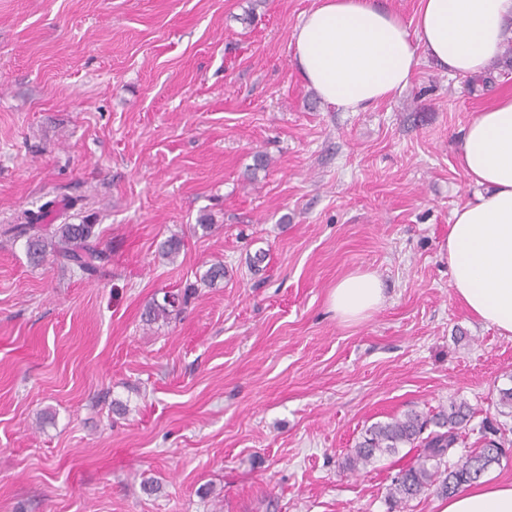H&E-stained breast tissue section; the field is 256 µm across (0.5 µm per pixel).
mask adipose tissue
Masks as SVG:
<instances>
[{"mask_svg": "<svg viewBox=\"0 0 512 512\" xmlns=\"http://www.w3.org/2000/svg\"><path fill=\"white\" fill-rule=\"evenodd\" d=\"M293 63L327 104L363 112L413 83L421 60L458 78L483 75L512 38V0H419L415 17L375 0H315L293 34ZM457 163L477 193L457 208L440 250L453 294L471 314L512 335V96L464 129ZM380 279L353 271L337 280L329 309L357 324L379 309ZM442 512H512V483L485 479L449 498Z\"/></svg>", "mask_w": 512, "mask_h": 512, "instance_id": "adipose-tissue-1", "label": "adipose tissue"}]
</instances>
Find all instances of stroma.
<instances>
[{
  "instance_id": "obj_1",
  "label": "stroma",
  "mask_w": 512,
  "mask_h": 512,
  "mask_svg": "<svg viewBox=\"0 0 512 512\" xmlns=\"http://www.w3.org/2000/svg\"><path fill=\"white\" fill-rule=\"evenodd\" d=\"M312 4L0 0V224L52 199L112 252L87 279L0 238V512H442L387 501L417 449L346 462L371 424L453 401L467 444L496 429L488 480L512 481V338L455 299L439 252L474 192L458 140L512 94V54L472 88L422 61L341 112L292 62ZM355 270L384 300L348 325L328 295ZM179 304V295L175 293H164L163 303L153 301L146 309L145 317L147 322H156L159 319H168Z\"/></svg>"
}]
</instances>
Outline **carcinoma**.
Returning a JSON list of instances; mask_svg holds the SVG:
<instances>
[{"mask_svg": "<svg viewBox=\"0 0 512 512\" xmlns=\"http://www.w3.org/2000/svg\"><path fill=\"white\" fill-rule=\"evenodd\" d=\"M53 206L50 200L36 212L21 211L14 223L3 225L0 233L15 242L24 241L26 256L34 267L43 265L51 255L87 278L105 272L112 263V256L102 246L95 225L46 224V212ZM178 304L179 295L164 293L163 302L148 305L146 321L168 318ZM470 417L471 409L466 403L452 402L448 409L440 410L431 418L411 411L388 422H376L366 428L347 465L352 470L365 468L379 455L395 454L407 445L420 447L422 452L414 463L393 478L387 492L388 501L396 506L432 488L449 498L463 486L482 479L503 455L500 443L494 440L480 448L457 451L462 425ZM432 424L435 429L430 431L428 427Z\"/></svg>", "mask_w": 512, "mask_h": 512, "instance_id": "1", "label": "carcinoma"}]
</instances>
